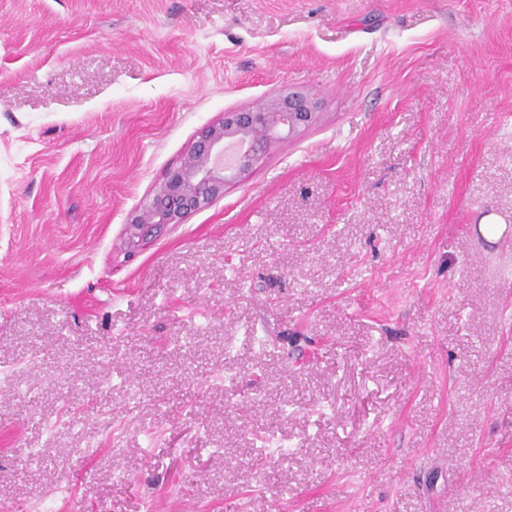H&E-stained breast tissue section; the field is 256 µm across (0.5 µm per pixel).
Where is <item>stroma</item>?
Listing matches in <instances>:
<instances>
[{
	"label": "stroma",
	"instance_id": "35a3bbf8",
	"mask_svg": "<svg viewBox=\"0 0 512 512\" xmlns=\"http://www.w3.org/2000/svg\"><path fill=\"white\" fill-rule=\"evenodd\" d=\"M291 87L314 123L128 253ZM37 500L512 512V0H0V507ZM317 103L299 89L288 90L257 110L227 112L203 129L183 158L166 173L154 196L127 223L130 253L171 224L223 197L224 187L244 180L270 145L315 120ZM231 153V159L227 157Z\"/></svg>",
	"mask_w": 512,
	"mask_h": 512
}]
</instances>
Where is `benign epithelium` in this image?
I'll return each instance as SVG.
<instances>
[{
    "instance_id": "benign-epithelium-1",
    "label": "benign epithelium",
    "mask_w": 512,
    "mask_h": 512,
    "mask_svg": "<svg viewBox=\"0 0 512 512\" xmlns=\"http://www.w3.org/2000/svg\"><path fill=\"white\" fill-rule=\"evenodd\" d=\"M316 109L312 98L291 89L257 110L224 113L200 132L183 158L169 168L160 189L131 214L128 251L223 197L224 187L244 180L282 133L291 135L312 124Z\"/></svg>"
}]
</instances>
